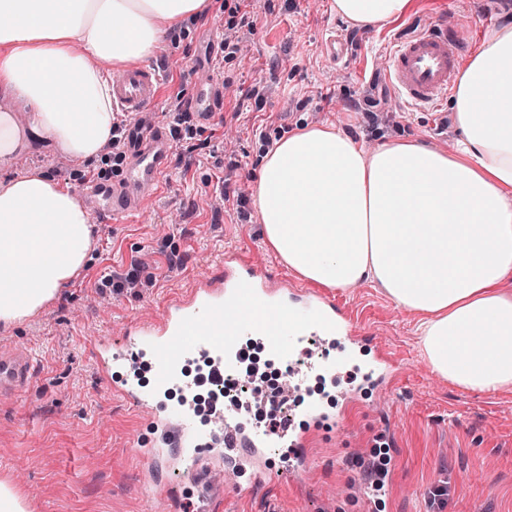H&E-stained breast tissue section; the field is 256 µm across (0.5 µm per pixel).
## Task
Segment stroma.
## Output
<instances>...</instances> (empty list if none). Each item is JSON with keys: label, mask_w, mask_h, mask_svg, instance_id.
Instances as JSON below:
<instances>
[{"label": "stroma", "mask_w": 512, "mask_h": 512, "mask_svg": "<svg viewBox=\"0 0 512 512\" xmlns=\"http://www.w3.org/2000/svg\"><path fill=\"white\" fill-rule=\"evenodd\" d=\"M333 0H242L254 15V31H239L248 52L219 58L224 106L212 139L179 131L167 174L141 216L124 223L94 221V260L60 296L24 323L0 327V349L32 351L37 374L24 396L0 395V480L27 498L29 512H198L205 490L162 472L180 497L146 505L139 489L146 476L136 464L131 439L152 444L150 415L130 408L100 380L92 339L118 341L127 323L156 318L168 301L199 282L220 275V260L234 251L259 265L276 282L303 286L266 243L258 215L242 221L231 204L214 209L223 194L253 188L258 145L304 125H336L365 149L396 139H415L444 149L460 137L450 106L412 109L395 94L383 63L398 40L428 24L459 19L474 29L471 48L512 18V0H413L403 18L363 29L337 16ZM224 0H206L198 18L165 38L149 63L163 74L155 106L187 101L204 73L192 66L203 50V29H227ZM347 52L331 59L323 50L330 37ZM262 85L263 100L248 93ZM377 102L376 123L363 116L367 97ZM236 140L224 148L225 134ZM60 151L36 142L11 170L21 176L41 170L81 190L84 174L58 167ZM181 262L169 266L168 255ZM141 268V285L113 291V275ZM324 296L370 337L367 352L340 366L336 383L320 391L329 420L314 422L297 411L295 423L314 463L294 475L293 450L279 446L276 468L241 495L224 481L214 512H512V386L496 391L462 389L432 371L419 346L420 313L398 306L377 283L327 288ZM382 350L401 366L390 388L364 382L363 366ZM354 388L358 403L344 425L332 419L337 388ZM384 472L385 485L369 493L364 466Z\"/></svg>", "instance_id": "stroma-1"}]
</instances>
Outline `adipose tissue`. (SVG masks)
Here are the masks:
<instances>
[{
	"mask_svg": "<svg viewBox=\"0 0 512 512\" xmlns=\"http://www.w3.org/2000/svg\"><path fill=\"white\" fill-rule=\"evenodd\" d=\"M205 0H0V171L33 140L73 164L112 136L110 72L151 58L167 28ZM411 0H333L371 29ZM453 151L417 140L372 153L341 129L306 126L261 149L255 205L268 244L311 284H381L421 313L432 370L470 391L512 385V22L494 27L460 73ZM93 218L72 186L45 175L0 181V326L37 313L91 259Z\"/></svg>",
	"mask_w": 512,
	"mask_h": 512,
	"instance_id": "1",
	"label": "adipose tissue"
}]
</instances>
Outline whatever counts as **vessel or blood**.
<instances>
[{"label":"vessel or blood","instance_id":"1","mask_svg":"<svg viewBox=\"0 0 512 512\" xmlns=\"http://www.w3.org/2000/svg\"><path fill=\"white\" fill-rule=\"evenodd\" d=\"M469 34L467 25L443 21L396 45L387 57L384 74L406 105L434 109L447 98ZM203 41L205 53L197 65L208 70L209 77L196 86L189 102L190 116L201 127L212 124L224 102V81L212 73L224 49V34L213 29L204 33ZM160 81L154 67L139 63L112 76V103L130 114L132 122L126 132L122 177L107 183L92 181L84 189L90 209L100 218L117 222L141 214L168 170L174 144L153 110ZM124 335V344L99 340L95 349L107 371L134 366L142 354L151 356L154 388L141 386L133 376L118 379L107 374L104 378L110 391L151 414L154 429L163 438L162 445L141 449L140 464L155 472L173 456L191 479L202 462L225 459L249 473V483L259 482L265 451L274 443L294 448L291 470L310 465L295 428L259 429L250 425L246 409L229 406L221 413L224 445L218 448L213 444V428L199 426L192 409L159 404L155 389L175 385L183 363L198 356L210 360V379L222 385L225 372L244 361L247 349L242 339L246 336L259 337L271 356L286 363L312 336H339L351 345L359 341L355 326L337 305L299 288L271 287L256 264L234 252L224 255L223 276L197 284L188 295L170 303L162 320L128 324ZM31 366L29 352H0V392L24 395L33 378Z\"/></svg>","mask_w":512,"mask_h":512}]
</instances>
